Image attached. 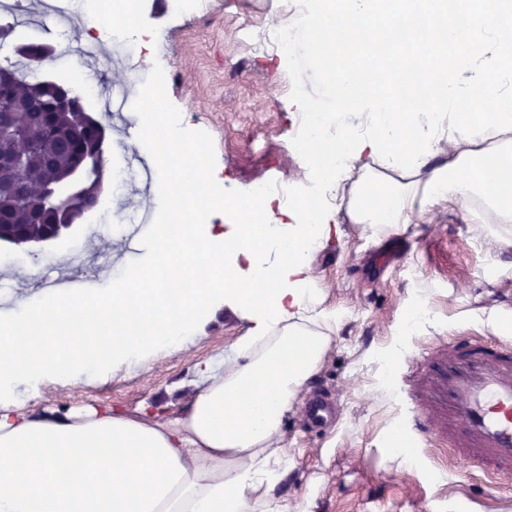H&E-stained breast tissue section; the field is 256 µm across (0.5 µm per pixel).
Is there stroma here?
Segmentation results:
<instances>
[{
  "label": "stroma",
  "mask_w": 512,
  "mask_h": 512,
  "mask_svg": "<svg viewBox=\"0 0 512 512\" xmlns=\"http://www.w3.org/2000/svg\"><path fill=\"white\" fill-rule=\"evenodd\" d=\"M167 2L144 0L138 19L166 31L167 57L153 65L132 60L143 78L167 75L164 112L186 139L210 140L206 166L227 195L248 196L258 180H285L304 191L308 159L291 141L293 100L299 94L328 110L335 94L315 64L307 32L293 35L281 65H270L277 51L264 34L289 19L287 0H208V8L180 16ZM245 17L252 23L247 31L239 27ZM73 246L88 254L125 243L81 222L26 247L20 258L12 244L0 243V312L8 302L39 295L38 285L20 278L19 266L54 275L58 257ZM312 266L317 310L333 315L334 329L322 365L283 421L280 446L290 469L272 494L284 512H512V478L452 462L441 444L415 445L408 429L413 405L396 391L413 373L417 346L454 335L512 337V316L501 303L512 295V224H480L464 205H440L374 236L343 212ZM417 303L425 315L413 336H397ZM247 327L225 307L185 346L147 364L119 367L103 382L23 387L19 398L39 413L109 404L132 415L172 417L201 387L198 365L223 367ZM315 392L336 400L338 414L312 428L304 405Z\"/></svg>",
  "instance_id": "stroma-1"
}]
</instances>
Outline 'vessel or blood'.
I'll use <instances>...</instances> for the list:
<instances>
[{
    "label": "vessel or blood",
    "mask_w": 512,
    "mask_h": 512,
    "mask_svg": "<svg viewBox=\"0 0 512 512\" xmlns=\"http://www.w3.org/2000/svg\"><path fill=\"white\" fill-rule=\"evenodd\" d=\"M423 420L416 437L434 433L459 461L512 477V344L449 338L417 370Z\"/></svg>",
    "instance_id": "obj_1"
}]
</instances>
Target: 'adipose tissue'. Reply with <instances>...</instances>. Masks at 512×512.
Wrapping results in <instances>:
<instances>
[{"instance_id":"obj_1","label":"adipose tissue","mask_w":512,"mask_h":512,"mask_svg":"<svg viewBox=\"0 0 512 512\" xmlns=\"http://www.w3.org/2000/svg\"><path fill=\"white\" fill-rule=\"evenodd\" d=\"M295 24L312 34L337 94L335 110L316 115L317 143L304 147L320 209L229 197L195 167L194 190L228 215L260 209L264 224H193L176 252L153 235L151 262L127 267L109 291L48 292L1 316L0 512H281L269 492L288 471L283 419L331 343L315 328L312 259L339 224L334 193H347L353 223L375 231L441 202L467 204L482 224L512 223V0H457L453 14L447 0H424L419 35L388 59L404 83L396 101L352 66L384 40L372 0H306ZM337 57L343 66L331 67ZM476 93L490 105L479 122L462 110ZM372 195L382 207L368 204ZM181 282L197 289L175 321L167 303ZM224 304L247 332L223 370L204 365L203 386L178 416L108 405L34 414L18 403L20 387L105 379L180 347ZM18 341L26 357L14 355Z\"/></svg>"}]
</instances>
